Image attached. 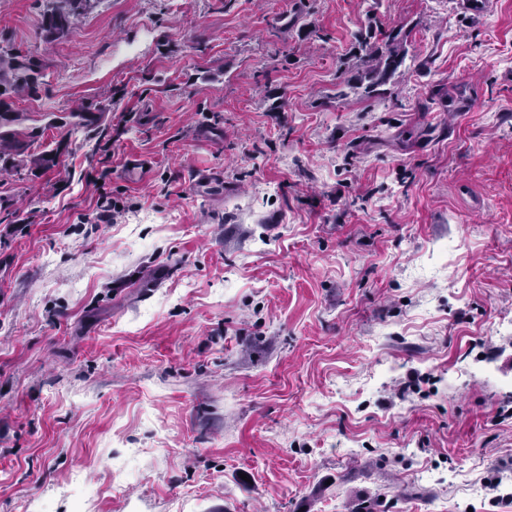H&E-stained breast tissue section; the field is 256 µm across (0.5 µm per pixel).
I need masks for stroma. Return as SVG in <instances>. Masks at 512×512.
<instances>
[{
    "label": "stroma",
    "mask_w": 512,
    "mask_h": 512,
    "mask_svg": "<svg viewBox=\"0 0 512 512\" xmlns=\"http://www.w3.org/2000/svg\"><path fill=\"white\" fill-rule=\"evenodd\" d=\"M54 4L0 0V512H512V0ZM64 2L61 8L52 9L44 19L43 29L49 36H60L67 32L73 21L86 14L92 6H87V0H59ZM409 32L404 25H396L375 33L360 34L356 37L355 72L347 82L350 88H362V96L385 99L388 89H383L394 74L405 65L406 38ZM36 65L29 59H18L17 56L5 57L0 55V96L1 88L27 90L30 94L37 93V82L34 76ZM21 121L18 113L12 112L0 99V147H7L11 151L7 160L3 158V153L0 155V160L5 165L8 160L14 159L13 156L26 152L30 143L38 136L34 128L23 127Z\"/></svg>",
    "instance_id": "stroma-1"
}]
</instances>
